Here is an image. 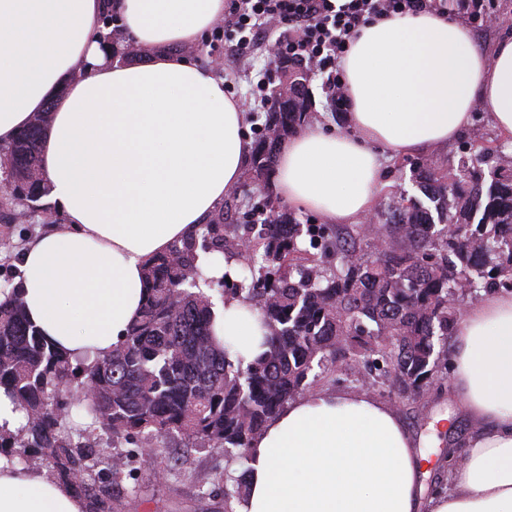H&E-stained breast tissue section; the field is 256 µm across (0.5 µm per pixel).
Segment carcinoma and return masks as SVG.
<instances>
[{
    "instance_id": "obj_1",
    "label": "carcinoma",
    "mask_w": 512,
    "mask_h": 512,
    "mask_svg": "<svg viewBox=\"0 0 512 512\" xmlns=\"http://www.w3.org/2000/svg\"><path fill=\"white\" fill-rule=\"evenodd\" d=\"M307 73L280 69L283 89L258 127L260 141L247 178L264 181L273 149L309 119ZM49 113L7 149L0 221L46 207L37 156ZM421 196L401 193L376 213L386 239L380 254L359 232L343 238L334 224L303 223L267 211L258 196L244 203L247 223L236 224L237 199L228 198L186 239L145 264L147 301L111 355L74 364L49 345L26 317L20 285L0 283V388L24 412L25 424L0 440V453L18 464L34 452L55 479L83 500L85 512H121L133 459L155 462L161 440L182 447L217 448L244 466L266 422L303 396L323 370L350 371L357 381L389 380L414 399L448 379V337L459 301L473 291L512 290V156L485 148L460 149L457 162L413 163ZM221 256L249 271L231 282L205 275L200 255ZM224 297L244 296L263 317L266 350L253 361L229 358L212 335L214 285ZM91 422L65 430L71 413ZM133 441L131 454L104 455L95 434ZM243 479L224 487L225 510L242 502Z\"/></svg>"
}]
</instances>
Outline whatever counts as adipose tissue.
Listing matches in <instances>:
<instances>
[{"label":"adipose tissue","mask_w":512,"mask_h":512,"mask_svg":"<svg viewBox=\"0 0 512 512\" xmlns=\"http://www.w3.org/2000/svg\"><path fill=\"white\" fill-rule=\"evenodd\" d=\"M223 15L224 0H0V145L48 113L40 169L63 217L20 251L22 298L71 360L120 345L146 300L145 262L194 233L240 179L245 114L223 78L180 52ZM130 44L147 57L125 56ZM340 66L350 133H296L273 184L328 222L373 210L385 177L375 146L431 152L479 104L512 137L511 33L485 52L454 18H382L350 39ZM213 330L231 357L263 350L261 315L242 299L216 309ZM453 341L452 384L477 432L451 490L424 496L429 457L393 409L361 390H316L253 442L237 512H512V294L468 307ZM83 510L69 487L0 454V512Z\"/></svg>","instance_id":"1"}]
</instances>
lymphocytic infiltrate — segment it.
Here are the masks:
<instances>
[{
	"label": "lymphocytic infiltrate",
	"instance_id": "obj_1",
	"mask_svg": "<svg viewBox=\"0 0 512 512\" xmlns=\"http://www.w3.org/2000/svg\"><path fill=\"white\" fill-rule=\"evenodd\" d=\"M451 14L450 0H224V23L215 27L213 42L225 75H234L244 58L261 53L269 63L313 69L327 76L326 86L336 109L349 105L340 59L348 40L378 17ZM278 30L270 38V30Z\"/></svg>",
	"mask_w": 512,
	"mask_h": 512
}]
</instances>
